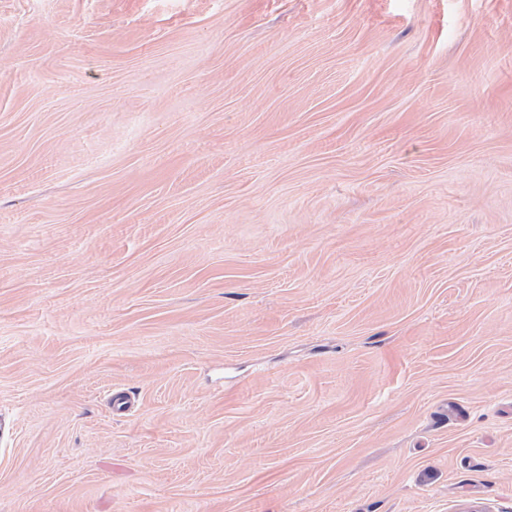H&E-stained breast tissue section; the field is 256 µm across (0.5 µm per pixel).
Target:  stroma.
Listing matches in <instances>:
<instances>
[{
	"mask_svg": "<svg viewBox=\"0 0 512 512\" xmlns=\"http://www.w3.org/2000/svg\"><path fill=\"white\" fill-rule=\"evenodd\" d=\"M0 418V512H512V0H0Z\"/></svg>",
	"mask_w": 512,
	"mask_h": 512,
	"instance_id": "35a3bbf8",
	"label": "stroma"
}]
</instances>
